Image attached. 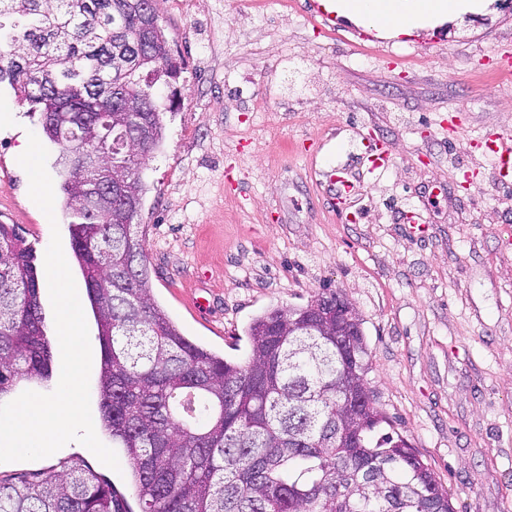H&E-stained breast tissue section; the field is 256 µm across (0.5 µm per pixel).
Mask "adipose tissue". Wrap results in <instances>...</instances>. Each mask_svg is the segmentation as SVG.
Listing matches in <instances>:
<instances>
[{
  "instance_id": "ef3b65f1",
  "label": "adipose tissue",
  "mask_w": 512,
  "mask_h": 512,
  "mask_svg": "<svg viewBox=\"0 0 512 512\" xmlns=\"http://www.w3.org/2000/svg\"><path fill=\"white\" fill-rule=\"evenodd\" d=\"M462 0H338L336 8L383 34L409 33L417 18L449 19L462 9Z\"/></svg>"
}]
</instances>
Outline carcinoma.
<instances>
[{
    "instance_id": "1",
    "label": "carcinoma",
    "mask_w": 512,
    "mask_h": 512,
    "mask_svg": "<svg viewBox=\"0 0 512 512\" xmlns=\"http://www.w3.org/2000/svg\"><path fill=\"white\" fill-rule=\"evenodd\" d=\"M147 0H0V84L40 113L67 153L97 127L109 142L145 123L151 143L90 171L60 162L58 192L101 345L104 428L124 449L139 512H453L448 493L363 389L368 411L342 419L351 369L364 375L363 331L308 328L307 308L272 309L245 330L246 362L184 336L153 301L133 229L142 172L164 138L157 83L178 69L161 24L140 42ZM130 97L139 112H124ZM37 255L0 224V399L49 381ZM0 512H129L113 487L74 464L0 481Z\"/></svg>"
}]
</instances>
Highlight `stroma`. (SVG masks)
<instances>
[{
    "mask_svg": "<svg viewBox=\"0 0 512 512\" xmlns=\"http://www.w3.org/2000/svg\"><path fill=\"white\" fill-rule=\"evenodd\" d=\"M179 74L134 229L151 293L181 331L245 360L255 316L324 290L356 307L375 405L454 512H512V179L480 142L512 136V10L438 36L387 38L309 0H157ZM0 222L43 252L49 221L76 267L63 201L31 200L17 161L39 117L0 87ZM392 151L371 171L363 137ZM343 168L356 193L335 196ZM415 223H408V215Z\"/></svg>",
    "mask_w": 512,
    "mask_h": 512,
    "instance_id": "1",
    "label": "stroma"
}]
</instances>
